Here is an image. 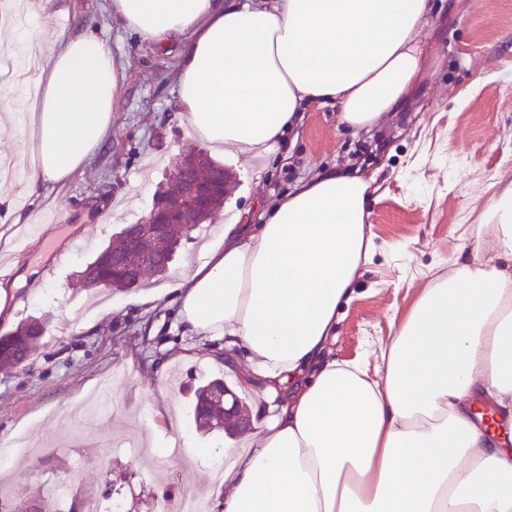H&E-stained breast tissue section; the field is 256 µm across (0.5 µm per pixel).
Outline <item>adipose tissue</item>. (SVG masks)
Returning <instances> with one entry per match:
<instances>
[{"instance_id":"ef3b65f1","label":"adipose tissue","mask_w":512,"mask_h":512,"mask_svg":"<svg viewBox=\"0 0 512 512\" xmlns=\"http://www.w3.org/2000/svg\"><path fill=\"white\" fill-rule=\"evenodd\" d=\"M53 0H0V53L40 55L23 99L0 82V134L31 140L27 189H63L112 128L124 73L96 31L45 24ZM432 0H110L113 19L178 47L186 125L227 158L278 156L311 103L369 130L405 107ZM25 14L28 25L16 21ZM370 183L330 169L225 225L166 292L185 328L245 350L278 413L224 438L221 512H512V274L473 260L435 279L383 366L325 358L373 251Z\"/></svg>"}]
</instances>
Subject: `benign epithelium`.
Listing matches in <instances>:
<instances>
[{
  "label": "benign epithelium",
  "instance_id": "7a95c632",
  "mask_svg": "<svg viewBox=\"0 0 512 512\" xmlns=\"http://www.w3.org/2000/svg\"><path fill=\"white\" fill-rule=\"evenodd\" d=\"M225 188L224 168L209 166V173L205 178L186 182L177 197L164 204L152 206L148 214L128 234L124 250L105 253L102 264L111 268L112 277L95 273L84 280L83 286L89 289L108 288L111 286V278L129 274L133 269L132 260L147 262L164 253V238L171 229L179 227L185 236L191 231V225L184 223L182 219L184 200H192L191 209L195 210L196 221L203 224L211 217L212 199L224 195ZM207 397L224 409L225 423L241 432L249 429L247 419L238 417V402L230 390L218 388L208 393Z\"/></svg>",
  "mask_w": 512,
  "mask_h": 512
}]
</instances>
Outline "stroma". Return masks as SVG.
<instances>
[{
    "instance_id": "stroma-1",
    "label": "stroma",
    "mask_w": 512,
    "mask_h": 512,
    "mask_svg": "<svg viewBox=\"0 0 512 512\" xmlns=\"http://www.w3.org/2000/svg\"><path fill=\"white\" fill-rule=\"evenodd\" d=\"M455 3L423 30L431 68L397 122L356 134L335 104L314 105L287 132L284 158L224 161L223 202L181 241L167 273L149 278V289L185 271L238 212L259 215L299 181L356 163L382 192L370 216L375 250L336 315L326 355L376 370L397 317L421 290L476 238L492 241L485 205L512 185V0ZM50 23L95 29L125 79L103 148L38 207L58 213V222L0 224V267L15 262L19 276L0 334L28 316L49 326L21 367L0 372V438L22 432L45 448L0 472V486L15 485L25 499L44 482L66 480L65 512L85 495L119 502L121 512H152L156 500L177 502L195 490L218 512L224 490L211 482L214 456L178 461L170 437L181 428L198 447L223 452V432L197 428L192 416L194 393L210 379L239 385L223 341L183 328L169 298L136 304L135 288L101 289L107 302L93 306L73 277L148 213L170 160L198 146L179 108L177 51L113 22L109 0H63ZM162 381L169 411L148 435L139 421Z\"/></svg>"
}]
</instances>
